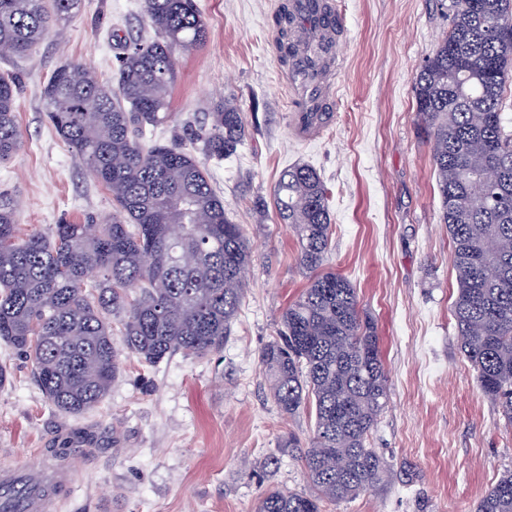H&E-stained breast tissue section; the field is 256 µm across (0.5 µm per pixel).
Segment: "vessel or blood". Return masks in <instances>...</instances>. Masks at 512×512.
Segmentation results:
<instances>
[{
  "instance_id": "b4317fda",
  "label": "vessel or blood",
  "mask_w": 512,
  "mask_h": 512,
  "mask_svg": "<svg viewBox=\"0 0 512 512\" xmlns=\"http://www.w3.org/2000/svg\"><path fill=\"white\" fill-rule=\"evenodd\" d=\"M296 18L311 19V34L297 37L294 56L287 69L292 110L299 134L312 138L317 131L308 122L310 112L330 109L333 87L329 74L318 73L315 47L322 38L342 39L346 32L344 18L337 12L333 0H290ZM70 482L66 474L44 467L0 471V493L20 492L23 512H52L56 503L68 496Z\"/></svg>"
}]
</instances>
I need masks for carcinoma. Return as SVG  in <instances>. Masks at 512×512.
Returning a JSON list of instances; mask_svg holds the SVG:
<instances>
[{
    "label": "carcinoma",
    "instance_id": "1",
    "mask_svg": "<svg viewBox=\"0 0 512 512\" xmlns=\"http://www.w3.org/2000/svg\"><path fill=\"white\" fill-rule=\"evenodd\" d=\"M79 0H0V47L13 56L59 36ZM448 34L416 74V112L430 144L452 241L454 302L461 349L485 396L512 423V134L503 93L512 78V0H450ZM154 36L118 40L114 82L87 63L57 67L42 91L49 123L115 211L103 224L54 225L21 235L12 202L0 196V340L28 359L41 391L61 412L80 415L119 374L117 345L149 364L176 352H218L237 317L251 251L241 225L206 169L180 142L150 143L146 133L172 121L174 53L203 44L196 0H145ZM278 43L287 62L294 19L279 6ZM16 77L0 73V162L20 147ZM204 155H234L246 135L229 99L207 122L184 128ZM497 183L476 193L486 168ZM280 219L299 244V266L314 279L282 314L281 341L261 362L269 391L288 415L308 404L315 430L303 459L313 491L273 489L259 512H326L379 488L387 465L368 446L387 397V376L371 318L348 279L322 272L331 235L327 191L307 165L285 169L274 191ZM170 224L184 228L168 235ZM495 268L491 277L482 268ZM120 318L114 330L111 317ZM478 512H512V472L482 497Z\"/></svg>",
    "mask_w": 512,
    "mask_h": 512
}]
</instances>
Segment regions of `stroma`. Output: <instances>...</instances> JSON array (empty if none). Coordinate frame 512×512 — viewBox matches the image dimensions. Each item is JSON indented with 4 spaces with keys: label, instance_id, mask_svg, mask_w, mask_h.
Returning a JSON list of instances; mask_svg holds the SVG:
<instances>
[{
    "label": "stroma",
    "instance_id": "stroma-1",
    "mask_svg": "<svg viewBox=\"0 0 512 512\" xmlns=\"http://www.w3.org/2000/svg\"><path fill=\"white\" fill-rule=\"evenodd\" d=\"M196 2L207 38L176 52L174 117L151 138L182 136L184 121L204 122L222 97L242 112L237 154L204 163L252 255L231 334L201 358L177 353L149 365L122 354L108 395L77 416L55 408L31 363L0 342V364L12 374L0 388V467L59 463L72 494L58 512H259L268 489L311 491L301 456L314 416L307 407L281 413L261 365L282 313L310 283L272 201L280 173L301 163L328 191L323 269L356 288L388 376L370 446L391 477L327 512H476L512 470V426L460 350L451 241L413 91L419 66L448 31L450 0H334L348 34L336 45L330 118L311 140L291 128L285 69L272 50L279 0ZM143 20V0H81L63 40L45 38L25 59L0 57V73H16L22 84V143L0 164V195L12 199L22 233H47L65 219L100 224L113 214L109 192L48 122L40 91L66 60L111 80L115 35L142 34ZM77 432L91 444L54 460L52 444ZM291 434L300 447H283Z\"/></svg>",
    "mask_w": 512,
    "mask_h": 512
}]
</instances>
